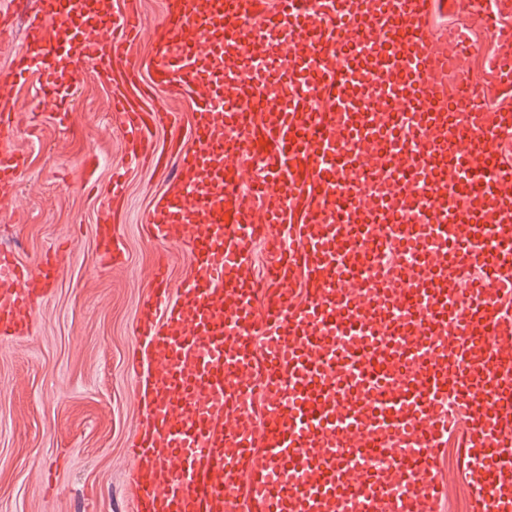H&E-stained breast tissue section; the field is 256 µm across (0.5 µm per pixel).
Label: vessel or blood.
<instances>
[{
  "mask_svg": "<svg viewBox=\"0 0 512 512\" xmlns=\"http://www.w3.org/2000/svg\"><path fill=\"white\" fill-rule=\"evenodd\" d=\"M459 4L505 49L451 92L443 69L475 44L429 30L433 0H167L154 66L192 95V145L146 230L192 262L178 285L157 268L134 320L129 512H437L456 432L470 512H512V107L482 94L512 97V0ZM27 30L0 78V196L26 168L13 85L38 74L68 122L78 66L108 73L143 35L134 0H41ZM114 110L138 161L171 123ZM369 169L386 194H358ZM112 219L97 247L117 264ZM381 239L422 256L378 286ZM452 267L480 277L459 288ZM56 273L0 251L1 343L30 334Z\"/></svg>",
  "mask_w": 512,
  "mask_h": 512,
  "instance_id": "obj_1",
  "label": "vessel or blood"
}]
</instances>
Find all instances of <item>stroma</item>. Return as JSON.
I'll return each mask as SVG.
<instances>
[{
  "label": "stroma",
  "mask_w": 512,
  "mask_h": 512,
  "mask_svg": "<svg viewBox=\"0 0 512 512\" xmlns=\"http://www.w3.org/2000/svg\"><path fill=\"white\" fill-rule=\"evenodd\" d=\"M153 44L146 35L128 47L111 81L82 71L68 123L39 108L37 79L14 90L23 105L15 147L27 169L0 198V250L28 264L56 252L61 272L32 334L0 348V512H127L129 444L142 413L133 321L154 269L167 266L178 282L190 264L184 249L157 245L142 230L175 172L176 151L191 140L190 99L160 89L146 97L125 80L131 68L146 69ZM119 93L146 112L168 103L180 133L156 130L159 163L132 164L113 111ZM118 169L126 254L110 266L99 259L96 226Z\"/></svg>",
  "instance_id": "obj_1"
}]
</instances>
